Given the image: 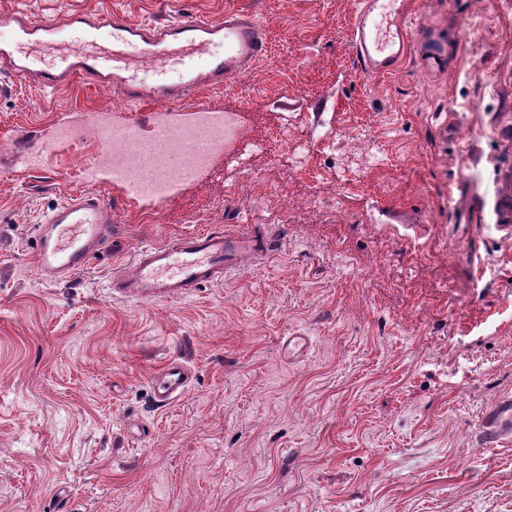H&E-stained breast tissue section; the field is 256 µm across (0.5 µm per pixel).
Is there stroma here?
Instances as JSON below:
<instances>
[{
	"label": "stroma",
	"instance_id": "stroma-1",
	"mask_svg": "<svg viewBox=\"0 0 512 512\" xmlns=\"http://www.w3.org/2000/svg\"><path fill=\"white\" fill-rule=\"evenodd\" d=\"M359 2L0 0L48 22L237 10L269 39L203 96L235 125L210 166L166 200L112 187L111 238L61 282L31 226L109 143L57 150L53 126L127 108L79 80L0 101V512H512V436L481 439L512 396V0H413L428 41L370 78ZM20 141L41 169L12 172ZM237 225L280 251L182 300L109 294L140 245ZM176 356L194 377L160 410L151 377Z\"/></svg>",
	"mask_w": 512,
	"mask_h": 512
}]
</instances>
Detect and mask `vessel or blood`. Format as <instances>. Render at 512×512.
I'll return each mask as SVG.
<instances>
[{
  "label": "vessel or blood",
  "instance_id": "vessel-or-blood-1",
  "mask_svg": "<svg viewBox=\"0 0 512 512\" xmlns=\"http://www.w3.org/2000/svg\"><path fill=\"white\" fill-rule=\"evenodd\" d=\"M355 25L354 58L358 72L377 76L399 64L409 13L405 0H360ZM0 27L11 28L13 39L0 42V100L14 96L18 81L37 73L38 85L56 90L81 80L89 86L108 85L127 103L137 105L128 121L133 136L150 126L151 142L162 148L167 135L150 112L155 105L169 112L203 111L204 92L252 67L267 50V30L258 20L233 11L223 21L201 16L178 21L138 22L115 11L88 19L71 15L44 22L0 12ZM80 29L87 52L58 55L52 65L33 70L32 56L21 55L25 44L62 45L72 29ZM87 188L46 213L34 227L33 250L42 280L59 282L82 272L105 246L112 228V207L101 190L100 169L85 166ZM270 238L255 230L182 233L160 245H144L134 253L129 269L111 272L114 298L133 302L181 300L198 287L223 283L246 263L269 255ZM192 370L179 357L169 358L154 373V402L164 407L190 387ZM512 433V398L500 399L487 412L484 435L493 441Z\"/></svg>",
  "mask_w": 512,
  "mask_h": 512
}]
</instances>
